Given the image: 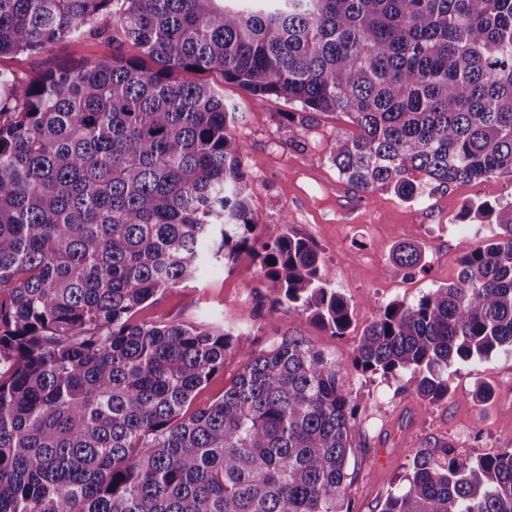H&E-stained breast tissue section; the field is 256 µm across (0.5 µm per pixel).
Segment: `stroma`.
Listing matches in <instances>:
<instances>
[{"label": "stroma", "mask_w": 512, "mask_h": 512, "mask_svg": "<svg viewBox=\"0 0 512 512\" xmlns=\"http://www.w3.org/2000/svg\"><path fill=\"white\" fill-rule=\"evenodd\" d=\"M119 52L131 55L135 49L105 35L86 36L62 40L44 54L2 57L0 68L31 79ZM205 79L221 87L225 101L245 114L232 134L247 146L249 205L261 231L269 238L286 232L319 246L331 286L354 307L353 322L345 335L334 336L295 309H283L275 321H267L260 267L247 252L228 265L209 264L195 282L145 304L137 319L231 324L243 329L259 349L288 333L341 364V380L358 409L347 480L356 512H379L399 486L412 449L447 441L459 459L469 460L512 448L511 354L450 364L451 394L439 403L416 394L410 372L384 378L352 365L364 327L381 309L392 302L417 303L430 290L456 281L461 257L493 230L492 225L466 220L465 208L474 201L512 199V176L429 189L413 202L379 190L366 199L359 223L342 224L327 192L340 182L329 150L336 137L354 134L348 118L323 113L312 129L300 134L285 118L290 106L284 99L272 97L257 107L240 86L224 82L219 73H207ZM403 243L423 249L424 269L407 271L394 263L393 251ZM479 386L489 389L488 399L474 398Z\"/></svg>", "instance_id": "1"}]
</instances>
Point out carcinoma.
Masks as SVG:
<instances>
[{"label":"carcinoma","instance_id":"cac0c4a2","mask_svg":"<svg viewBox=\"0 0 512 512\" xmlns=\"http://www.w3.org/2000/svg\"><path fill=\"white\" fill-rule=\"evenodd\" d=\"M114 31L138 55L29 81L0 69V512H353L340 365L297 336L256 350L233 326L134 319L241 251L267 320L294 308L341 336L353 319L312 242L256 233L241 111L180 75L283 98L299 132L347 115L339 176L414 201L411 172L438 187L512 175V0H0V56ZM465 216L496 231L457 281L385 306L352 361L411 371L430 403L452 362L512 352V201ZM231 352L224 395L188 412ZM412 453L380 512H512V448Z\"/></svg>","mask_w":512,"mask_h":512}]
</instances>
